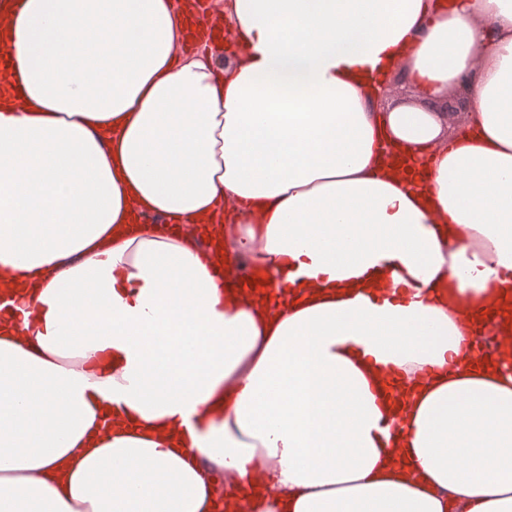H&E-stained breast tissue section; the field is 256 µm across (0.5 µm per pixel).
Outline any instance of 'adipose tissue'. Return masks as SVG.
<instances>
[{"label":"adipose tissue","instance_id":"1","mask_svg":"<svg viewBox=\"0 0 512 512\" xmlns=\"http://www.w3.org/2000/svg\"><path fill=\"white\" fill-rule=\"evenodd\" d=\"M187 10L0 0V512H512V0Z\"/></svg>","mask_w":512,"mask_h":512}]
</instances>
